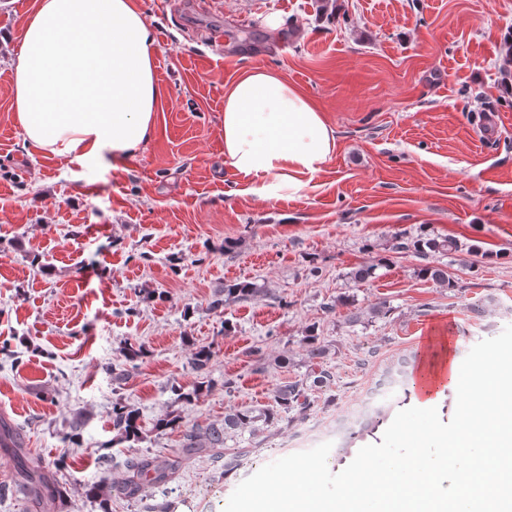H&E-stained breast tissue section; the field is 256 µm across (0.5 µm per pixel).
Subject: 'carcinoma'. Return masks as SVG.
Here are the masks:
<instances>
[{"label":"carcinoma","instance_id":"cac0c4a2","mask_svg":"<svg viewBox=\"0 0 512 512\" xmlns=\"http://www.w3.org/2000/svg\"><path fill=\"white\" fill-rule=\"evenodd\" d=\"M412 247L419 252H452L458 249L456 240L446 238L416 239ZM259 289L252 283H235L224 286V297L214 301V306L219 307L257 295ZM333 380L329 370L322 367L319 370H311L307 378L292 382H283L273 391L272 404L262 408H245L233 410L224 414V423L221 425L210 424L205 427L193 425L183 427L182 420L176 415H166L158 419L154 429L163 432L166 430H179L182 433L181 448L175 458L159 460L157 458L132 459L126 463L128 475L120 486V491L128 498L138 495L141 487L148 483L162 490L172 482L184 456L201 451H208L217 457L223 456L225 442L229 438H239L244 433L253 436L259 431V426L269 425L275 421L305 414L308 403V391L317 388H327ZM395 405L392 400L385 401L359 429L353 431L341 444L340 455L347 457L357 442L368 436H373L388 419ZM112 425L116 431V439L119 442L136 441L141 438L139 425V413L137 410L117 400L112 403ZM18 474L34 495L42 502V512H49L56 496L60 491H51L44 488L43 472L38 461L23 457L18 461Z\"/></svg>","mask_w":512,"mask_h":512}]
</instances>
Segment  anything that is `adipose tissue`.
Returning <instances> with one entry per match:
<instances>
[{"label": "adipose tissue", "instance_id": "ef3b65f1", "mask_svg": "<svg viewBox=\"0 0 512 512\" xmlns=\"http://www.w3.org/2000/svg\"><path fill=\"white\" fill-rule=\"evenodd\" d=\"M22 30L9 92L28 147L77 176L147 144L165 91L135 0H35ZM221 136L225 161L265 201L303 191L336 152L322 111L267 69L226 86Z\"/></svg>", "mask_w": 512, "mask_h": 512}]
</instances>
